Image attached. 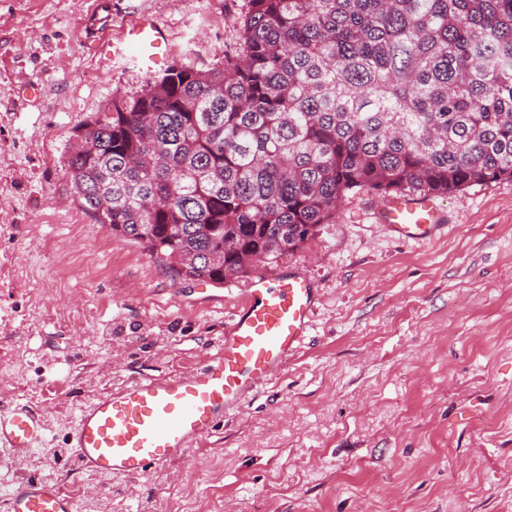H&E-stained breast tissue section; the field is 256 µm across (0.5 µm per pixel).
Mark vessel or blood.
I'll use <instances>...</instances> for the list:
<instances>
[{
  "mask_svg": "<svg viewBox=\"0 0 512 512\" xmlns=\"http://www.w3.org/2000/svg\"><path fill=\"white\" fill-rule=\"evenodd\" d=\"M107 20L85 18L86 43L98 50ZM143 71L169 67L165 28L139 14L122 40ZM400 239L432 240L445 226L429 200L395 198L381 213ZM317 302L309 279L296 271L257 277L224 333V343L200 366L173 376L131 379L83 407L68 438L77 468L112 478L165 472L208 436L225 409L261 387L297 352L308 334ZM42 415L24 404L0 407V452L24 462L46 440ZM0 512H76L59 482L25 477L0 499Z\"/></svg>",
  "mask_w": 512,
  "mask_h": 512,
  "instance_id": "obj_1",
  "label": "vessel or blood"
}]
</instances>
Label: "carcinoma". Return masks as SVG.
I'll return each mask as SVG.
<instances>
[{
    "label": "carcinoma",
    "mask_w": 512,
    "mask_h": 512,
    "mask_svg": "<svg viewBox=\"0 0 512 512\" xmlns=\"http://www.w3.org/2000/svg\"><path fill=\"white\" fill-rule=\"evenodd\" d=\"M222 68L114 96L67 157L83 209L173 278L222 284L350 192L512 181V0H248Z\"/></svg>",
    "instance_id": "obj_1"
}]
</instances>
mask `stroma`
<instances>
[{
    "mask_svg": "<svg viewBox=\"0 0 512 512\" xmlns=\"http://www.w3.org/2000/svg\"><path fill=\"white\" fill-rule=\"evenodd\" d=\"M95 0H0V405L44 417L47 443L0 476L60 482L92 512H512V181L436 199L450 225L391 236L380 198L277 264L318 303L303 347L169 472L102 478L67 446L81 406L141 375L197 366L252 278L172 279L156 257L84 211L69 149L116 95L150 74L88 51ZM247 0H112L120 43L145 12L171 60L222 66ZM42 92H29L30 83Z\"/></svg>",
    "mask_w": 512,
    "mask_h": 512,
    "instance_id": "stroma-1",
    "label": "stroma"
}]
</instances>
